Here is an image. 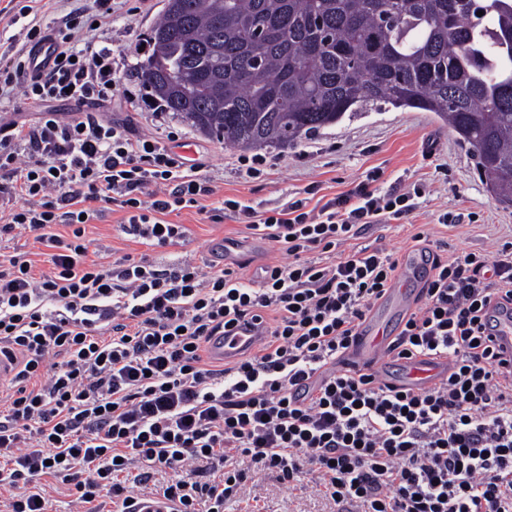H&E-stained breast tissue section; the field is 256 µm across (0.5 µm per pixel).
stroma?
<instances>
[{
	"mask_svg": "<svg viewBox=\"0 0 512 512\" xmlns=\"http://www.w3.org/2000/svg\"><path fill=\"white\" fill-rule=\"evenodd\" d=\"M165 4L166 0H143L139 5L126 0L105 34L122 56L119 84L132 92L140 90L139 71L146 62L137 48ZM101 110L134 134L169 139L174 152L189 163L203 164L214 189L203 209L186 208L171 215V222L186 227V240L166 248L134 242L120 230L125 212L104 211L87 225L86 237L91 242L90 259L106 265L128 255L143 256L161 266L190 258L205 268H234L244 282H257L262 267L281 261L282 253L233 215L215 223L205 218V211L220 208L227 198L259 212L296 199L306 200L312 208L366 181L375 171L381 174L382 190L404 192L421 184L426 193L409 219L363 231L360 244L380 242L400 258L431 245L451 259L464 250L492 256L512 242V205L495 199L468 145L432 112L370 106L353 118L302 136L288 149H262L267 160L264 173L250 178L239 163L246 149L210 139L172 113L158 118L138 107L112 102L103 103ZM445 212L458 215V222L447 227L439 224L438 217ZM420 231L428 233V243L414 241ZM239 467L247 476L244 493L229 500L224 512H336L333 503L317 495L315 474L305 475L301 484L289 489L275 474L256 472L248 460H240Z\"/></svg>",
	"mask_w": 512,
	"mask_h": 512,
	"instance_id": "1",
	"label": "stroma"
}]
</instances>
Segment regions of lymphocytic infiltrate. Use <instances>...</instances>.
Masks as SVG:
<instances>
[{"label":"lymphocytic infiltrate","mask_w":512,"mask_h":512,"mask_svg":"<svg viewBox=\"0 0 512 512\" xmlns=\"http://www.w3.org/2000/svg\"><path fill=\"white\" fill-rule=\"evenodd\" d=\"M15 7L24 42L0 66V97L40 112L0 124V237L28 231L52 254L46 271L23 253L0 266V350L17 363L0 409V512H46V476L69 485L74 512H99L104 493L126 512L133 485L165 470L174 477L159 492L184 512H224L243 491L241 456L288 486L315 472L337 512H512V362L484 332L493 312L512 309V247L433 256L422 303L386 347L396 361L448 360L445 378L418 387L344 356L399 268L385 247L357 239L408 219L420 190L363 182L316 211L225 199L288 257L255 286L191 260H89L85 223L104 207L126 212L122 232L165 247L186 237L170 214L214 189L167 144L92 112L117 94L111 46L88 39L111 28L112 0L50 23L43 0ZM47 38L59 58L32 74L30 49ZM55 102L87 109L65 118ZM151 185L159 195L147 196ZM244 319L262 328L259 349L211 368L210 338Z\"/></svg>","instance_id":"1"}]
</instances>
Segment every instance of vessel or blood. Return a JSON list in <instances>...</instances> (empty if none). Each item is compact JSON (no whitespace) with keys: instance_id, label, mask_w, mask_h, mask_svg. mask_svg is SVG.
I'll return each instance as SVG.
<instances>
[{"instance_id":"b4317fda","label":"vessel or blood","mask_w":512,"mask_h":512,"mask_svg":"<svg viewBox=\"0 0 512 512\" xmlns=\"http://www.w3.org/2000/svg\"><path fill=\"white\" fill-rule=\"evenodd\" d=\"M431 263L424 255H407L398 278L387 293L376 303L360 327L355 359L358 362H377L384 346L391 340L396 327L392 316L404 310L415 292L416 284L428 276ZM496 349L503 357H512V317L501 316L491 333ZM262 338L261 329L248 321L236 324L226 335L213 337L209 349L213 356L229 360L255 348ZM398 384L429 385L448 373L446 363H436L424 358L402 360L397 364ZM177 503L157 495L136 499L132 512H178Z\"/></svg>"}]
</instances>
